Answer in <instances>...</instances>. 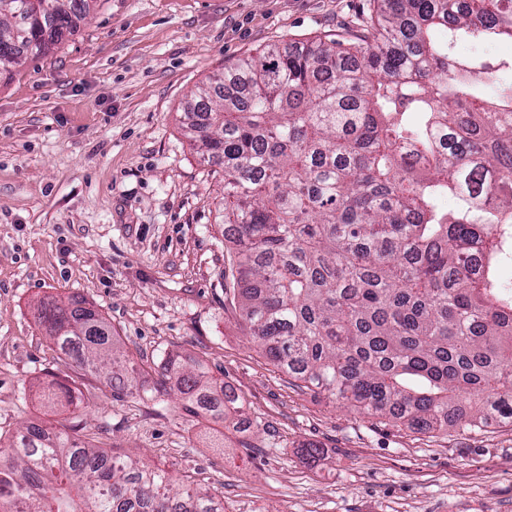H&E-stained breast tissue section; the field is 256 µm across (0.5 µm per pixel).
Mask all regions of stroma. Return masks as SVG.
Returning a JSON list of instances; mask_svg holds the SVG:
<instances>
[{
    "mask_svg": "<svg viewBox=\"0 0 512 512\" xmlns=\"http://www.w3.org/2000/svg\"><path fill=\"white\" fill-rule=\"evenodd\" d=\"M371 9L96 0L73 36L0 81V434L82 425L108 453L207 488L224 512H512L511 425L424 433L359 415L299 387L224 306V171L192 150L184 109L213 73L345 34ZM49 297L94 305L150 374L170 353L205 360L244 398L241 414L197 419L177 390L115 400L68 374L37 322ZM64 377L79 414L41 403Z\"/></svg>",
    "mask_w": 512,
    "mask_h": 512,
    "instance_id": "1",
    "label": "stroma"
}]
</instances>
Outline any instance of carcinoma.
<instances>
[{
	"label": "carcinoma",
	"instance_id": "obj_1",
	"mask_svg": "<svg viewBox=\"0 0 512 512\" xmlns=\"http://www.w3.org/2000/svg\"><path fill=\"white\" fill-rule=\"evenodd\" d=\"M94 0H0V78L50 52ZM512 41V0H376L356 32L275 46L212 76L187 138L224 169L235 307L267 359L305 387L419 431L512 423V61L456 51ZM456 199L448 209L442 199ZM64 366L112 397L177 382L216 422L243 399L203 360L159 379L117 349L92 305L38 314ZM78 405L49 382L43 404ZM0 512H224V501L84 428L0 435Z\"/></svg>",
	"mask_w": 512,
	"mask_h": 512
}]
</instances>
